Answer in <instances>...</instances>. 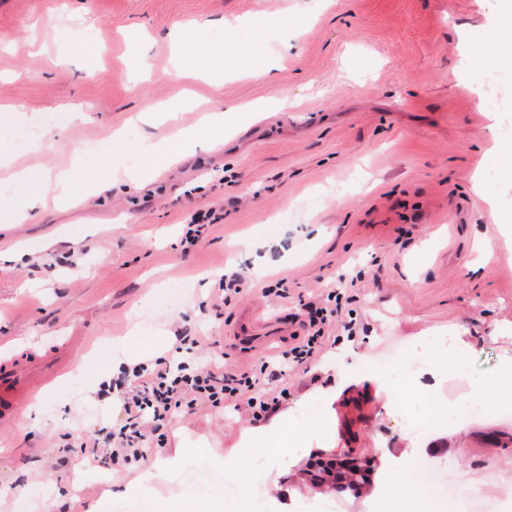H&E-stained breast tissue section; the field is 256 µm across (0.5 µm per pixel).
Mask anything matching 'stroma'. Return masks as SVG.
<instances>
[{
	"label": "stroma",
	"mask_w": 512,
	"mask_h": 512,
	"mask_svg": "<svg viewBox=\"0 0 512 512\" xmlns=\"http://www.w3.org/2000/svg\"><path fill=\"white\" fill-rule=\"evenodd\" d=\"M496 0H0V180L26 166L53 177L80 154L126 129L125 166L142 143L191 126L203 112L257 101L237 133L196 151L143 184L122 183L67 205L31 210L21 224L0 223V361L56 355L63 373L0 429V512H144L133 486L160 464L159 493L187 491L223 503L224 512H406L393 495L412 480L416 456L399 457L414 432L385 396L364 381L384 348L400 358L435 355L426 340L463 331L472 350L468 379L423 374L442 403L474 400L472 380L493 379L512 357V242L493 217L512 210V188L492 178L506 136L501 115L484 108L469 70L485 45ZM238 21H257L231 35ZM198 22L210 46L239 66H177L170 39ZM97 50L86 77L81 45ZM150 71L127 72L140 55ZM274 70V83L249 77ZM289 104L280 107L278 98ZM191 100L178 125L131 124L164 101ZM84 120L73 121V109ZM64 113L50 128L31 113ZM216 210L199 241L182 238L194 216ZM255 240L254 251L236 241ZM492 256L474 267V246ZM107 263H99L100 255ZM361 282L328 301L337 315L320 353L273 381L283 409L301 395L342 385L336 428L296 464L241 443L248 410L205 401L167 423L145 457L92 468L59 469L60 448L96 423L119 424L118 407L100 401V383L117 377L132 330L176 329L219 342L227 361L247 369L288 347L300 331L299 302L327 291L339 273ZM249 276L253 288L217 304L223 274ZM210 450L174 460L184 438ZM454 472L472 485L454 495L462 512L481 503L504 512L512 499V408L453 423L446 439ZM278 475L262 504L242 498L218 455ZM345 459L350 475L322 478L320 462Z\"/></svg>",
	"instance_id": "obj_1"
}]
</instances>
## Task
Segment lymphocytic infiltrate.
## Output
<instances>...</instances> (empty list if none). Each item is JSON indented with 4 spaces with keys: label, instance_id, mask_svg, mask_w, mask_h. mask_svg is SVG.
Returning a JSON list of instances; mask_svg holds the SVG:
<instances>
[{
    "label": "lymphocytic infiltrate",
    "instance_id": "f902f5d3",
    "mask_svg": "<svg viewBox=\"0 0 512 512\" xmlns=\"http://www.w3.org/2000/svg\"><path fill=\"white\" fill-rule=\"evenodd\" d=\"M306 308L304 340L263 361L256 371H228L220 358L213 359L209 369L197 368L192 354L201 344L200 337L177 333L175 357H159L127 368L128 384L121 393L122 424L109 432L107 440L93 437L80 441L76 457L98 464L107 459L127 462L143 458L144 446L161 422L200 400L215 406L242 400L252 413H276L281 394L270 388V381L278 377L281 368L317 354L324 343L327 308L313 301L307 302Z\"/></svg>",
    "mask_w": 512,
    "mask_h": 512
}]
</instances>
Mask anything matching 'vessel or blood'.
I'll use <instances>...</instances> for the list:
<instances>
[{
	"label": "vessel or blood",
	"mask_w": 512,
	"mask_h": 512,
	"mask_svg": "<svg viewBox=\"0 0 512 512\" xmlns=\"http://www.w3.org/2000/svg\"><path fill=\"white\" fill-rule=\"evenodd\" d=\"M61 373L56 362L10 359L0 362V428L10 426L15 411Z\"/></svg>",
	"instance_id": "1"
}]
</instances>
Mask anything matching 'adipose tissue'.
Masks as SVG:
<instances>
[{"mask_svg":"<svg viewBox=\"0 0 512 512\" xmlns=\"http://www.w3.org/2000/svg\"><path fill=\"white\" fill-rule=\"evenodd\" d=\"M490 41L494 52L488 63H476L471 71L474 80H483L486 66L512 70V0H498L496 17L490 30ZM240 109H231L223 113L205 115L196 125L178 128L173 139L143 146V161L137 171L123 170L118 156L127 144L125 132H116L112 142L99 149L98 166L89 169L88 180L83 185V193L94 192L99 183L105 181L137 183L149 178L157 169L177 162L183 151L205 148L207 142L223 136L226 127L232 126L240 118ZM40 178L32 168L15 171L12 182L15 197L12 200L0 198V223L14 224L27 219L30 210L35 209L38 199L27 198L25 187ZM368 379L374 381L380 391L392 399L397 413L409 415L410 406L415 402L426 403L428 413L418 417L417 426L423 434L417 440L421 456L436 455L440 450L438 439L442 434V419L451 415L449 409L439 406L430 389L421 385L416 378H408L403 388L392 387L389 374L372 369L367 373ZM241 439L245 442L261 441L268 453L282 460H297L299 454L309 453L318 441L316 430L305 424L296 412L288 411L273 417L264 425L242 426Z\"/></svg>","mask_w":512,"mask_h":512,"instance_id":"1","label":"adipose tissue"}]
</instances>
